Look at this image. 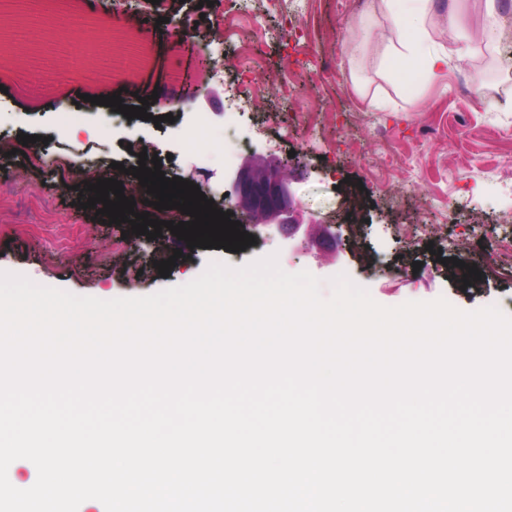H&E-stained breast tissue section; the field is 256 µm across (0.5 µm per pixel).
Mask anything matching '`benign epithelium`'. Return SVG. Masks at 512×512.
<instances>
[{
  "instance_id": "7a95c632",
  "label": "benign epithelium",
  "mask_w": 512,
  "mask_h": 512,
  "mask_svg": "<svg viewBox=\"0 0 512 512\" xmlns=\"http://www.w3.org/2000/svg\"><path fill=\"white\" fill-rule=\"evenodd\" d=\"M305 169L299 156L283 162H244L232 177V207L258 225L303 223L292 175Z\"/></svg>"
}]
</instances>
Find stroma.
I'll return each mask as SVG.
<instances>
[{
    "instance_id": "1",
    "label": "stroma",
    "mask_w": 512,
    "mask_h": 512,
    "mask_svg": "<svg viewBox=\"0 0 512 512\" xmlns=\"http://www.w3.org/2000/svg\"><path fill=\"white\" fill-rule=\"evenodd\" d=\"M454 7L468 57L451 61L439 80L408 83L381 69L363 42L365 28L385 17L346 10L341 0H168L162 11L141 0L130 12L109 0H0V11L67 26L51 53L34 36L12 48L0 75V139L35 138L23 153L0 155L8 172L0 179V272L111 300L188 283L214 259L241 267L274 254L283 271L319 278L326 297L343 274L384 306L442 297L462 311L495 305L512 316V0H501L490 45L479 37L483 0ZM176 26L191 28L214 61L196 70L200 92L190 101L181 75L194 60ZM112 30L124 41L101 39ZM131 43L147 48L150 69L106 81L128 106L156 89L151 120L86 110L83 79L63 58L85 53L105 65ZM377 99L389 109L374 107ZM201 114L209 131L185 142L183 130ZM228 125L241 145L237 162L304 155L308 169L292 182L304 219L298 231L272 225L239 252L183 248L164 278L157 264L169 257L170 231L149 239L81 208L75 186L83 177L70 159L119 163L113 178L124 192L139 189L126 173L139 164L125 146L132 135L161 159L166 177L193 182L225 208L230 185L214 148ZM464 254L481 273L468 286L449 263Z\"/></svg>"
}]
</instances>
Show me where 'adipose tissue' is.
<instances>
[{
	"label": "adipose tissue",
	"mask_w": 512,
	"mask_h": 512,
	"mask_svg": "<svg viewBox=\"0 0 512 512\" xmlns=\"http://www.w3.org/2000/svg\"><path fill=\"white\" fill-rule=\"evenodd\" d=\"M395 0H373L376 12L389 16L390 22L370 36L382 65L401 66L404 78L421 75L434 81L448 73V44L458 42L462 28L456 13H449L448 24L436 28L434 18L439 0H404L403 12L409 26L394 17Z\"/></svg>",
	"instance_id": "1"
}]
</instances>
